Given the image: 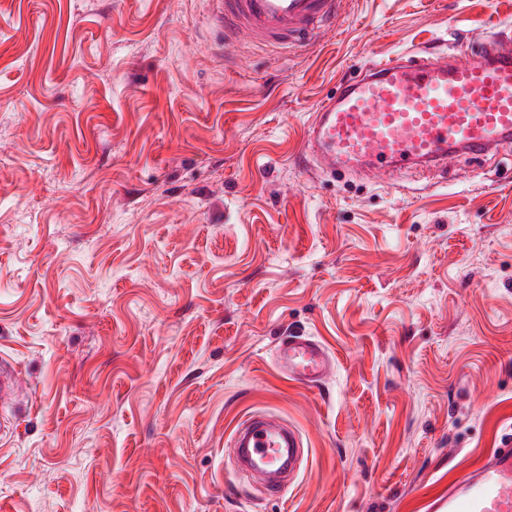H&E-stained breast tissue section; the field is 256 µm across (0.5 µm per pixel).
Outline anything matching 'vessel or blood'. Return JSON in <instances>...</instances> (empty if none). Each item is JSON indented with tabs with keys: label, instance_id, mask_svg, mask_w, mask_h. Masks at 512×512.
<instances>
[{
	"label": "vessel or blood",
	"instance_id": "vessel-or-blood-1",
	"mask_svg": "<svg viewBox=\"0 0 512 512\" xmlns=\"http://www.w3.org/2000/svg\"><path fill=\"white\" fill-rule=\"evenodd\" d=\"M338 0H223L219 19L236 33L274 45L295 42L336 14ZM512 141V41L479 37L464 59L410 52L374 61L323 99L306 145L329 172L386 175L445 170L464 152L485 157ZM276 361L289 381L312 387L333 361L311 336L282 337ZM244 470L263 464L276 493L294 475L301 437L285 423L253 416L234 432ZM436 512H512V437L448 482Z\"/></svg>",
	"mask_w": 512,
	"mask_h": 512
}]
</instances>
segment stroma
Masks as SVG:
<instances>
[{"mask_svg": "<svg viewBox=\"0 0 512 512\" xmlns=\"http://www.w3.org/2000/svg\"><path fill=\"white\" fill-rule=\"evenodd\" d=\"M215 13L0 0V512H429L512 435V143L380 178L305 154L360 66L512 36V0H339L285 49ZM259 412L306 450L276 496L232 455ZM276 361L289 381L304 387H313L325 380L333 365L326 347L312 336H283Z\"/></svg>", "mask_w": 512, "mask_h": 512, "instance_id": "stroma-1", "label": "stroma"}]
</instances>
